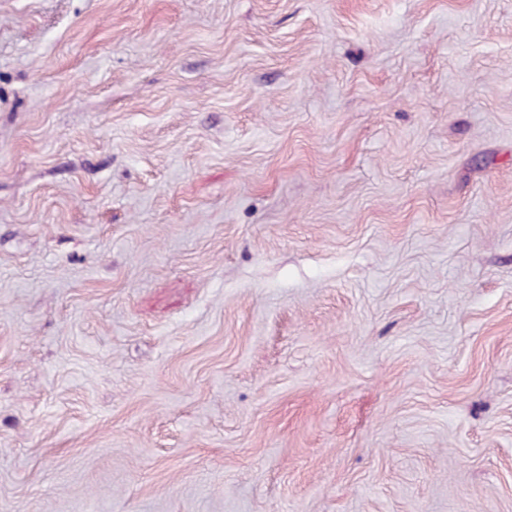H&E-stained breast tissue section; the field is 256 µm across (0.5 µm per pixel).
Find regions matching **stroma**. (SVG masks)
I'll return each instance as SVG.
<instances>
[{
  "mask_svg": "<svg viewBox=\"0 0 512 512\" xmlns=\"http://www.w3.org/2000/svg\"><path fill=\"white\" fill-rule=\"evenodd\" d=\"M0 512H512V0H0Z\"/></svg>",
  "mask_w": 512,
  "mask_h": 512,
  "instance_id": "35a3bbf8",
  "label": "stroma"
}]
</instances>
